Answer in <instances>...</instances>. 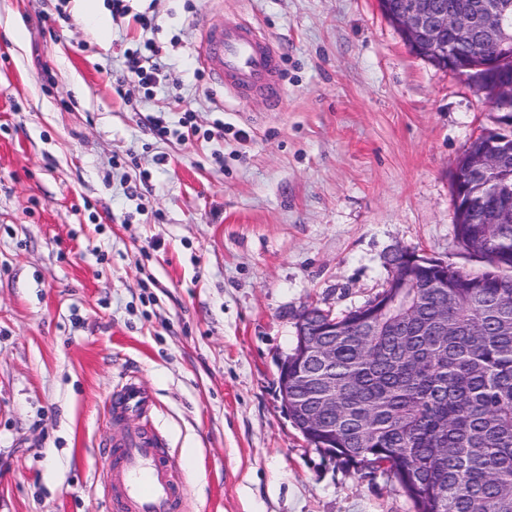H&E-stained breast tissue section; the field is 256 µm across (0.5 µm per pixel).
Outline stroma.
Returning <instances> with one entry per match:
<instances>
[{"label": "stroma", "mask_w": 512, "mask_h": 512, "mask_svg": "<svg viewBox=\"0 0 512 512\" xmlns=\"http://www.w3.org/2000/svg\"><path fill=\"white\" fill-rule=\"evenodd\" d=\"M151 10L191 103L184 140L151 130L186 111L165 84L113 89L132 21L103 44L77 0H0V512H108L122 372L158 402L184 512H414L392 475L304 441L277 360L307 305L342 313L381 291L395 248L484 270L457 242L451 179L497 111L412 55L377 0ZM227 20L276 45L277 107L203 72L202 26Z\"/></svg>", "instance_id": "stroma-1"}]
</instances>
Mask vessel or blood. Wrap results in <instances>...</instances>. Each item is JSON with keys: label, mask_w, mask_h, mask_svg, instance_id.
<instances>
[{"label": "vessel or blood", "mask_w": 512, "mask_h": 512, "mask_svg": "<svg viewBox=\"0 0 512 512\" xmlns=\"http://www.w3.org/2000/svg\"><path fill=\"white\" fill-rule=\"evenodd\" d=\"M198 60L211 81L239 99L260 97L277 106L282 97L281 57L253 29L233 22L202 29ZM120 423L104 450L103 495L111 512H182L186 482L154 423L156 401L134 375L120 376L109 400Z\"/></svg>", "instance_id": "obj_1"}]
</instances>
